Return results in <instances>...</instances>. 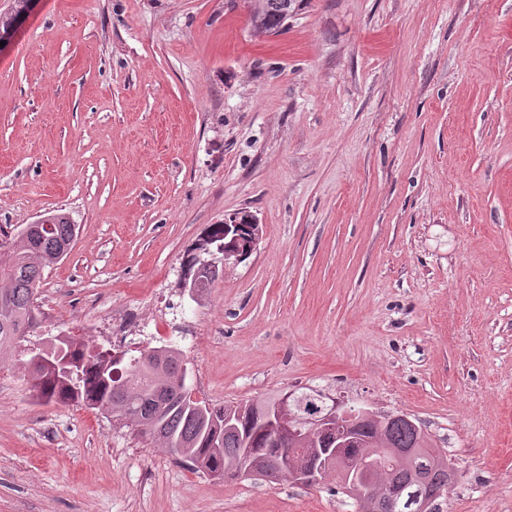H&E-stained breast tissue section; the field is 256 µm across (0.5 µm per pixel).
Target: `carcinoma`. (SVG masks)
Instances as JSON below:
<instances>
[{"mask_svg": "<svg viewBox=\"0 0 512 512\" xmlns=\"http://www.w3.org/2000/svg\"><path fill=\"white\" fill-rule=\"evenodd\" d=\"M276 0H247L251 13L270 34L284 28ZM50 229L0 241V362L36 321L34 299L43 272L71 250L77 225L66 213L43 217ZM40 354L51 364L25 362L31 390L45 404H76L112 416L148 437L188 468L213 478L238 472L246 478L290 482V473L336 474L342 493L357 512H375L376 498L399 481L414 489L418 480L448 490L454 468L433 447L423 428L402 416L386 417L350 409L354 419L340 424L316 391L288 392V419L276 414L283 395L236 405L215 406L191 398L188 362L172 346L146 347L137 355L98 352L69 337ZM356 439L355 472L339 468V436ZM295 449L288 472L279 468V445Z\"/></svg>", "mask_w": 512, "mask_h": 512, "instance_id": "obj_1", "label": "carcinoma"}]
</instances>
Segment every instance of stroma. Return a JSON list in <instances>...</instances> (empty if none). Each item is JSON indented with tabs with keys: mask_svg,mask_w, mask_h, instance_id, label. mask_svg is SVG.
Returning a JSON list of instances; mask_svg holds the SVG:
<instances>
[{
	"mask_svg": "<svg viewBox=\"0 0 512 512\" xmlns=\"http://www.w3.org/2000/svg\"><path fill=\"white\" fill-rule=\"evenodd\" d=\"M52 210L78 235L0 365V512H354L40 403L26 351L65 336L175 346L216 406L405 414L455 468L439 512H512V0H303L265 37L229 0H35L0 52V230ZM241 211L253 253L190 296Z\"/></svg>",
	"mask_w": 512,
	"mask_h": 512,
	"instance_id": "obj_1",
	"label": "stroma"
}]
</instances>
